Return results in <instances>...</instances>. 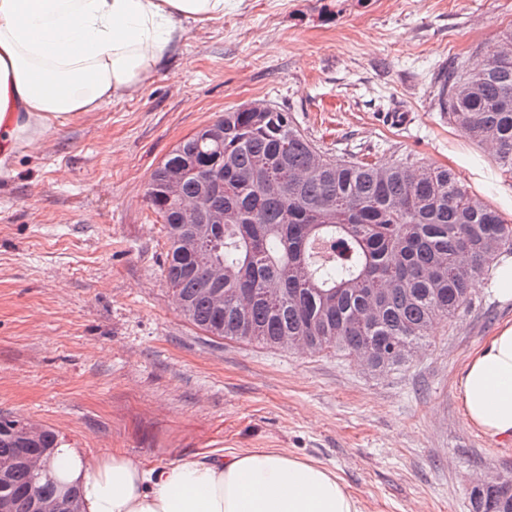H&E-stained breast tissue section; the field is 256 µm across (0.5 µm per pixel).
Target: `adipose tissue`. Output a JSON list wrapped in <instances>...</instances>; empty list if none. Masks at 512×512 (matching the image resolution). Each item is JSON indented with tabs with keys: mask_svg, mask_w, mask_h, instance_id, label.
Listing matches in <instances>:
<instances>
[{
	"mask_svg": "<svg viewBox=\"0 0 512 512\" xmlns=\"http://www.w3.org/2000/svg\"><path fill=\"white\" fill-rule=\"evenodd\" d=\"M239 8V0H0V175L21 144L139 87L182 41L186 22ZM457 388L470 426L512 438V323L469 357ZM50 474L80 487L84 512H363L334 470L272 448L149 466L62 443Z\"/></svg>",
	"mask_w": 512,
	"mask_h": 512,
	"instance_id": "obj_1",
	"label": "adipose tissue"
}]
</instances>
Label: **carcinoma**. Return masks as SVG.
<instances>
[{"label": "carcinoma", "mask_w": 512, "mask_h": 512, "mask_svg": "<svg viewBox=\"0 0 512 512\" xmlns=\"http://www.w3.org/2000/svg\"><path fill=\"white\" fill-rule=\"evenodd\" d=\"M435 97L449 122L493 145L512 172V57L489 50L482 67L448 72ZM171 169L183 198L207 194L224 212L205 243L186 236L179 203L164 193ZM145 197L165 226V280L188 321L268 347L295 336L308 350L366 348L376 371L405 363L436 320L469 302L471 282L512 254V223L448 169L410 157L338 162L279 107L218 116L156 167ZM215 265L224 269L217 288ZM28 425L0 415V502L10 512L60 499L42 469L58 435L42 426L28 437ZM470 501L471 512H512V490L500 482Z\"/></svg>", "instance_id": "carcinoma-1"}]
</instances>
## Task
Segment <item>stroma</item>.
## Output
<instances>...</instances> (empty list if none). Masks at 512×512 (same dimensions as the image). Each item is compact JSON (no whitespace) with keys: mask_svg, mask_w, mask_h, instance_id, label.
Wrapping results in <instances>:
<instances>
[{"mask_svg":"<svg viewBox=\"0 0 512 512\" xmlns=\"http://www.w3.org/2000/svg\"><path fill=\"white\" fill-rule=\"evenodd\" d=\"M510 28L512 0H244L187 23L138 90L19 147L0 177V414L150 465L285 448L333 468L364 512H470L474 479L512 475V439L469 426L454 385L512 322L491 280L383 373L220 339L175 305L145 191L180 141L261 100L336 159L448 168L512 222V172L434 101L450 63L475 66Z\"/></svg>","mask_w":512,"mask_h":512,"instance_id":"obj_1","label":"stroma"}]
</instances>
